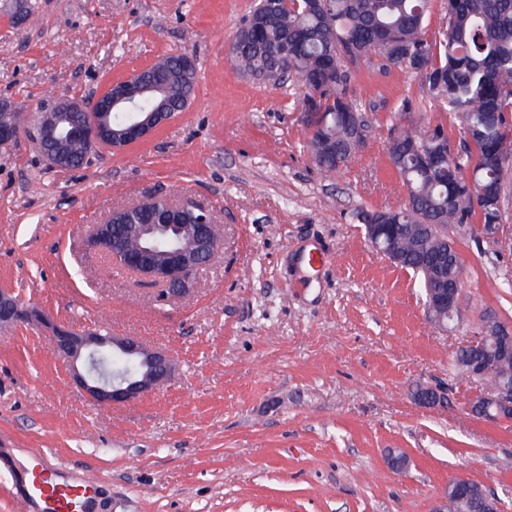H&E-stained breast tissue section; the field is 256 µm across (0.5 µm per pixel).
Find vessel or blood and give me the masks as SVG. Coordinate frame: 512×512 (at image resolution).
Here are the masks:
<instances>
[{
    "instance_id": "1",
    "label": "vessel or blood",
    "mask_w": 512,
    "mask_h": 512,
    "mask_svg": "<svg viewBox=\"0 0 512 512\" xmlns=\"http://www.w3.org/2000/svg\"><path fill=\"white\" fill-rule=\"evenodd\" d=\"M101 484V479L94 474L78 481L66 479L58 468L38 455L28 472L19 505L23 512L33 506L39 507L41 512H91Z\"/></svg>"
}]
</instances>
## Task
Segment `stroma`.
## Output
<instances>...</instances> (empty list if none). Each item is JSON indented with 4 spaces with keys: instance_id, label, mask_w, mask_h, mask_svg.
<instances>
[{
    "instance_id": "1",
    "label": "stroma",
    "mask_w": 512,
    "mask_h": 512,
    "mask_svg": "<svg viewBox=\"0 0 512 512\" xmlns=\"http://www.w3.org/2000/svg\"><path fill=\"white\" fill-rule=\"evenodd\" d=\"M26 2L23 20L0 0V97L23 111L102 94L172 53L192 57L198 78L189 107L150 139L100 148L80 168L56 171L27 134L0 148V292L176 363L162 388L104 407L73 383L47 329L0 328V512H21L18 451L75 479L101 475L97 512H433L457 476L512 512V420L472 417L484 387L453 365L484 314L512 324V212L502 242L449 227L464 314L449 334L358 218L405 199L388 158L401 100L413 103L408 127L441 121L462 137L420 76L353 66L347 95L366 140L328 173L307 148L298 79L243 76L227 57L255 0ZM160 193L209 209L223 235L192 291L166 301L87 244L113 210ZM434 383L448 404H417L416 387ZM399 452L401 472L388 464Z\"/></svg>"
}]
</instances>
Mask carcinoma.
<instances>
[{"label":"carcinoma","instance_id":"1","mask_svg":"<svg viewBox=\"0 0 512 512\" xmlns=\"http://www.w3.org/2000/svg\"><path fill=\"white\" fill-rule=\"evenodd\" d=\"M429 0H258L239 28L230 60L242 73L280 80L283 70L305 89L303 111L326 113L321 130L310 132L308 148L325 172L348 167L363 141L347 113H361L346 97L350 65L366 58L384 69L421 76L433 98L459 122L462 141L448 148V161L431 171L424 156L447 134L442 125L421 131L401 128L388 154L405 190L399 207L366 212L365 224H387L386 243L403 257L401 267L421 287H454L456 268L440 274L414 255L440 251L437 236L422 224L504 223L512 202V0H447V24L440 37L427 35ZM182 54L145 69L142 77L166 85L171 107L183 109L194 93L197 73L184 71ZM165 203L133 209L149 223ZM512 377V364L488 373L496 388Z\"/></svg>","mask_w":512,"mask_h":512}]
</instances>
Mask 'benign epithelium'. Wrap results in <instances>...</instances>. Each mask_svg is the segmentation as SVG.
<instances>
[{
	"label": "benign epithelium",
	"mask_w": 512,
	"mask_h": 512,
	"mask_svg": "<svg viewBox=\"0 0 512 512\" xmlns=\"http://www.w3.org/2000/svg\"><path fill=\"white\" fill-rule=\"evenodd\" d=\"M154 94L162 96V88L143 81L134 74L110 90L91 100L62 97L50 106L35 110L33 134L38 138L42 154L51 167L71 169L73 158L62 145L73 142L81 146L83 157L89 158L102 146L116 150L149 139L172 117L169 104L162 100L149 112L140 109L141 101ZM124 109L128 118L123 123L111 120L114 108ZM16 102L0 100V147L13 142L21 128L13 121ZM167 206L186 209L194 214L192 224H141L140 244L129 253L112 250L101 235L102 225L92 227L88 243L99 248L112 261L120 263L145 282L162 287V299L182 297L190 291L196 272L207 265L222 246V241L208 233L215 224L213 214L194 201L167 199ZM459 288L427 289L428 317L437 312L456 310ZM15 324L41 325L50 330L55 352L67 362L74 383L101 406H112L135 399L165 385L173 372V360L164 352L149 348L133 336H99L83 333L49 322L37 307L23 303L11 295L0 293V326ZM498 329L501 340L495 351L486 349V330ZM463 348L472 352L464 366V374L481 379L504 358L512 357V326L498 321L482 323L468 337ZM448 394L441 386L421 385L417 402L426 408L442 406ZM479 419L512 418V388L484 391L469 408ZM472 492V481L458 477L448 482L446 496L435 512H448V500L463 502Z\"/></svg>",
	"instance_id": "obj_1"
}]
</instances>
